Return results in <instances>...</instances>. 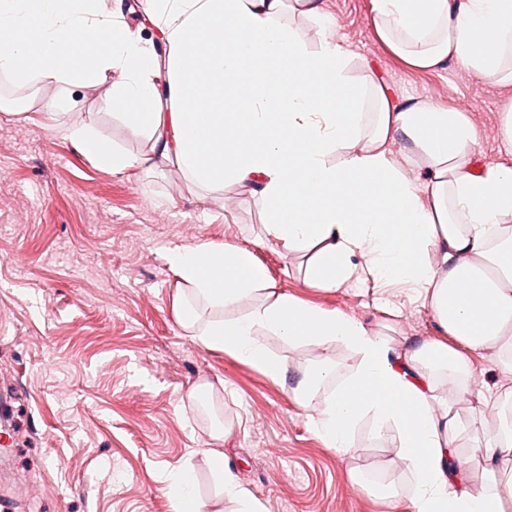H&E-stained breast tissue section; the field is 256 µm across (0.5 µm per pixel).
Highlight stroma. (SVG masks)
<instances>
[{
    "instance_id": "1",
    "label": "stroma",
    "mask_w": 512,
    "mask_h": 512,
    "mask_svg": "<svg viewBox=\"0 0 512 512\" xmlns=\"http://www.w3.org/2000/svg\"><path fill=\"white\" fill-rule=\"evenodd\" d=\"M323 6L325 21L284 19L309 47L326 35L342 43L351 76L383 83L393 101L466 113L479 134L473 165L506 161L499 114L511 91L452 59L409 66L376 35L369 0ZM14 96L50 106L0 111V409L15 437L0 447V512H172L168 477L181 466L207 505L234 512L209 465L215 451L266 512H412L413 478L373 440L371 421L345 456L314 431L317 413L293 389L316 350L267 338L287 368L276 381L206 349L178 322L174 296L192 290L178 288L167 256L202 241L250 249L278 291L356 317L395 357L437 338L431 311L362 274L336 290L306 287L302 254L259 244L266 213L249 185L199 188L173 164L99 168L64 127L90 119L117 148L150 153L147 134L109 114L104 88L0 78V99ZM469 359L470 388L512 422V376L490 353Z\"/></svg>"
}]
</instances>
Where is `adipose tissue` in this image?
I'll list each match as a JSON object with an SVG mask.
<instances>
[{"label":"adipose tissue","mask_w":512,"mask_h":512,"mask_svg":"<svg viewBox=\"0 0 512 512\" xmlns=\"http://www.w3.org/2000/svg\"><path fill=\"white\" fill-rule=\"evenodd\" d=\"M140 31L125 26V0H0V72L16 81L107 85L106 107L148 134L149 157L115 148L93 122L64 135L115 174L145 161H176L197 186H253L266 209L262 244L307 259L304 283L336 289L355 272L415 288L441 336L404 362L362 321L278 292L253 252L202 242L168 261L212 309L248 302L230 318L201 321L178 305L197 340L274 379L284 364L263 339L321 349L295 395L311 404L334 377L341 344L359 361L319 411L315 429L344 453L364 417L416 480L414 512H503L512 482L495 470L512 459V430L489 432L486 398L468 422L437 397L443 367L469 396L467 351L493 350L512 373V167L471 170L478 132L463 112L391 103L377 90V120L361 135L367 87L351 79L352 54L323 37L309 48L284 24L285 0H145ZM377 36L415 68L454 58L468 72L512 85V0H369ZM403 143L404 165L390 147ZM420 167L426 183L404 172ZM470 428L486 475L470 490L448 470L457 437Z\"/></svg>","instance_id":"1"}]
</instances>
